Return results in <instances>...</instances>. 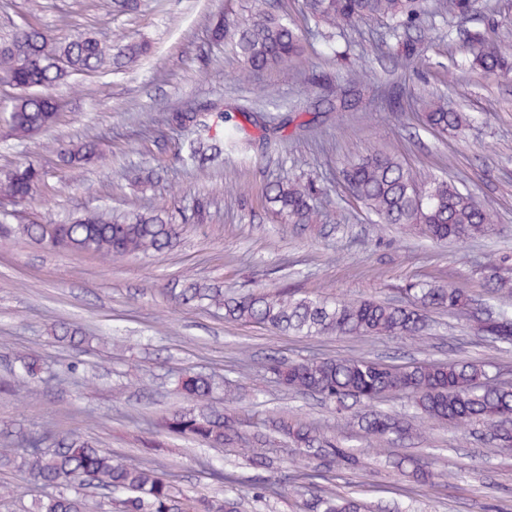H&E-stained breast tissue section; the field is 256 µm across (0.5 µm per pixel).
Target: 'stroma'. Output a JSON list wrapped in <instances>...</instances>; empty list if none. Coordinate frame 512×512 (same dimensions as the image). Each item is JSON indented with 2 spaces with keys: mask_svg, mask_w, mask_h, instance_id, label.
Instances as JSON below:
<instances>
[{
  "mask_svg": "<svg viewBox=\"0 0 512 512\" xmlns=\"http://www.w3.org/2000/svg\"><path fill=\"white\" fill-rule=\"evenodd\" d=\"M99 0H0V39L23 19L51 36L93 33L108 45L145 42L148 56L128 67L78 73L52 88L61 103L55 124L18 139L0 122V172L20 162L42 168L33 200L17 206L11 224L62 222L87 211L163 210L178 226L168 250L122 260L51 250L22 234L0 238V448L20 435L79 430L124 460L171 474L186 494H223L206 467L224 465L236 479L243 512H302L318 486L358 493L374 512H512V450L489 440L488 429H461L416 416L409 398L392 395L380 408L403 417L399 437L363 441L356 423L314 395L291 393L264 372L270 357L286 361L360 354L396 364L476 360L512 383V352L478 336L456 316L429 313L423 341L406 336L284 335L225 322L219 313L171 298L174 282L195 278L235 292L288 287L330 300L409 301L404 286L427 280L462 288L479 302L512 307V296L490 295L482 268L512 257V74L470 65L484 36L512 54V0H476L458 14L444 0L432 37L411 31L418 56L409 61L387 37V22L341 26L338 51L326 48L302 0H274L306 36L303 61L249 73L232 48L212 40L210 19L240 13L245 0H138L133 11ZM367 79L372 106L341 110L336 96L350 72ZM477 116L463 134L440 138L421 124L431 91ZM231 105L263 115L245 123L250 148H225L223 160L199 165L181 145L187 131L175 112ZM104 139V155L82 168L62 165L60 151ZM402 158L413 170L446 177L493 212L492 231L463 244H439L375 223L351 198L342 177L348 159L370 147ZM314 183L313 224H286L267 208V184L282 176ZM81 327L86 343L57 341L59 322ZM41 359L50 378L21 381L15 353ZM80 364L84 378L61 383L55 372ZM188 372L235 380L240 398L225 404L252 436L257 417H299L354 449L356 466L319 467L286 439L256 443L288 477L285 494L255 500L256 471L231 452L159 434L157 423L189 408L176 390ZM411 457L453 481H409L392 462Z\"/></svg>",
  "mask_w": 512,
  "mask_h": 512,
  "instance_id": "35a3bbf8",
  "label": "stroma"
}]
</instances>
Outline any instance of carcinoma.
<instances>
[{
  "label": "carcinoma",
  "mask_w": 512,
  "mask_h": 512,
  "mask_svg": "<svg viewBox=\"0 0 512 512\" xmlns=\"http://www.w3.org/2000/svg\"><path fill=\"white\" fill-rule=\"evenodd\" d=\"M308 15L324 24L322 37H336V25L371 19L392 22L393 36L399 30L423 28L432 14L430 0H305ZM217 42L229 40L251 72H265L303 57L304 38L288 18L272 12L269 0H248L245 13L231 21L218 17L211 29ZM148 45L128 43L116 49L101 39L83 34L55 38L31 23L0 45V84L17 91L7 104L5 123L17 138L53 126L60 103L48 90L75 72H95L110 64L119 69L146 56ZM473 64L485 72L508 74L512 63L493 38L480 40L473 49ZM362 78L354 73L348 79V96L340 107L363 110L367 102L359 86ZM424 125L441 137H455L468 127L473 117L448 109L443 97L432 98ZM178 126L194 128L195 138L187 144L196 159H214L224 147L240 140L242 124L235 114L218 112H178L172 115ZM101 141L76 144L60 154L66 166H80L99 159ZM343 180L356 202L374 214L379 223L412 228L439 243L487 235L494 223L488 207L467 191L436 176L420 175L398 157L377 147L356 157L342 170ZM41 170L33 164L19 165L0 174V201L21 205L31 201ZM314 186L290 177L268 184L265 200L280 219L288 224H311L316 213L311 205ZM12 212L0 211V235L16 231L55 250L73 254L115 258L158 253L172 246L177 225L166 212L132 211L115 213L86 211L65 224L8 223ZM486 287L493 293H512V264L491 263L484 268ZM409 304L396 306L372 299L329 301L300 295L288 289L228 294L218 286L185 280L171 289L184 305H206L224 312L229 322H241L276 329L283 334L315 336H424L427 314L448 311L472 322V303L460 288L414 280L405 286ZM482 335L512 347V311L491 312ZM22 378L40 377L43 367L32 355L17 356ZM266 375L294 393H315L336 410L348 416V400L361 405L358 416L360 436L376 440L401 432L403 421L376 409L383 398L403 393L409 396L416 414L439 423L467 428L475 423L489 427L501 445L512 447V385L500 380L480 362L419 361L392 365L363 355L306 359L285 362L272 359ZM182 393L192 407L173 413L160 423L173 435L199 442L209 448H225L256 469H274V460L246 447L236 416L211 405L213 379L206 374H189L179 381ZM263 436L288 439L308 458L318 459L331 468L338 461H355L321 429L298 418L269 415L260 420ZM0 463L27 474L35 485L50 490L36 502L35 512H240L239 499L224 497L189 498L176 489L168 475L144 462L119 461L112 454L72 430L59 439L31 433L17 447L0 450ZM400 472L418 482L434 477L424 465L398 462ZM109 491L105 501L94 503L78 492L84 486ZM306 512H371L353 495H340L323 487L306 503Z\"/></svg>",
  "instance_id": "1"
}]
</instances>
